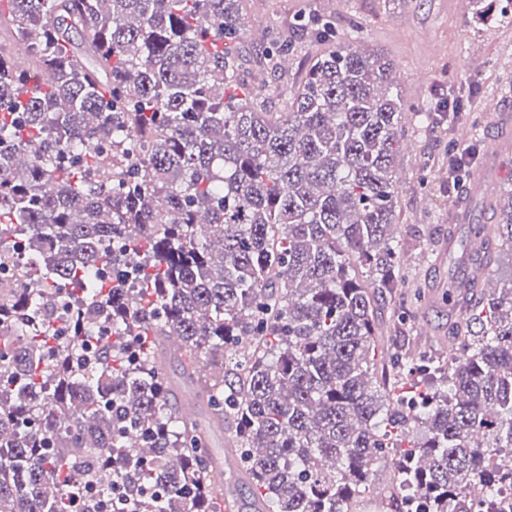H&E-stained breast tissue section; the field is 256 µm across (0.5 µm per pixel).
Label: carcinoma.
Instances as JSON below:
<instances>
[{"label":"carcinoma","instance_id":"carcinoma-1","mask_svg":"<svg viewBox=\"0 0 512 512\" xmlns=\"http://www.w3.org/2000/svg\"><path fill=\"white\" fill-rule=\"evenodd\" d=\"M238 2L0 0V512H101L116 486L129 512H220L162 332L267 512H365L384 457L391 512L512 490V279H451L457 356L378 332L377 302L421 297L399 287L390 63L318 20L331 47L269 112L281 88L237 73ZM292 50L271 41V69ZM490 210L469 245L512 248V194Z\"/></svg>","mask_w":512,"mask_h":512}]
</instances>
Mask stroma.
Wrapping results in <instances>:
<instances>
[{"mask_svg": "<svg viewBox=\"0 0 512 512\" xmlns=\"http://www.w3.org/2000/svg\"><path fill=\"white\" fill-rule=\"evenodd\" d=\"M240 10L246 32L237 59L251 90L266 78L260 63L266 34L309 14L329 16L342 39L393 63V86L407 108L396 207L402 271L434 293L430 302L408 305L397 341L408 346L424 334L434 355L447 354L461 318L445 301L448 278L465 270L466 225L487 220L486 203L470 186L497 135L498 115L489 106L496 100L512 105V23L500 19L501 12L512 14V0H494L484 16L469 0H241ZM452 98L462 102L458 120L419 123L416 108ZM464 128L465 141L459 137ZM467 145L476 151L473 166L463 184L445 193L448 154Z\"/></svg>", "mask_w": 512, "mask_h": 512, "instance_id": "35a3bbf8", "label": "stroma"}]
</instances>
